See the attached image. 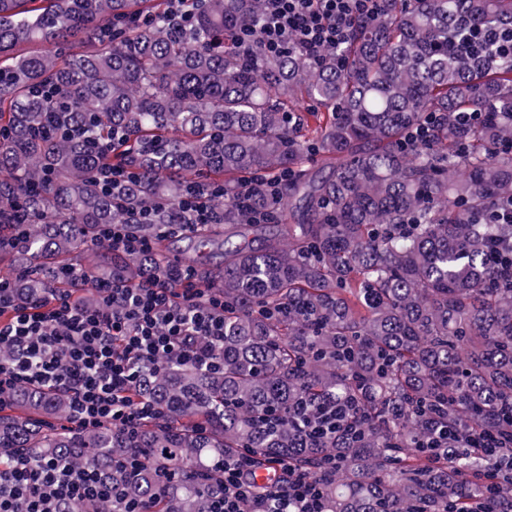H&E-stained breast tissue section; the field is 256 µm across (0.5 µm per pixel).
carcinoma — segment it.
I'll return each mask as SVG.
<instances>
[{
	"instance_id": "carcinoma-1",
	"label": "carcinoma",
	"mask_w": 512,
	"mask_h": 512,
	"mask_svg": "<svg viewBox=\"0 0 512 512\" xmlns=\"http://www.w3.org/2000/svg\"><path fill=\"white\" fill-rule=\"evenodd\" d=\"M163 0H0V251L18 295L44 300L95 272L80 256L129 212L169 208L197 183L223 190L217 222L187 248L219 254L224 367L174 362L133 390L156 417L129 431L59 429L61 393L20 389L0 414V454L68 459L153 512H211L224 456L288 458L322 483L328 512H466L495 460L476 448L435 457L441 425L480 432L512 407V284L488 263L512 251V0H384L349 43L307 59L224 48L261 0H202L172 32ZM325 108L317 134L290 121L298 96ZM460 112L475 120L462 125ZM431 116L430 141L403 144ZM131 172L119 202L104 156ZM293 173L280 194L242 203L244 174ZM130 231L170 247L162 224ZM235 233L236 245L220 236ZM111 252L102 276L129 283L150 257ZM350 398L320 441L313 414ZM136 455L139 475L112 465ZM493 510L512 512V485Z\"/></svg>"
}]
</instances>
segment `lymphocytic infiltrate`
Masks as SVG:
<instances>
[{
	"instance_id": "1",
	"label": "lymphocytic infiltrate",
	"mask_w": 512,
	"mask_h": 512,
	"mask_svg": "<svg viewBox=\"0 0 512 512\" xmlns=\"http://www.w3.org/2000/svg\"><path fill=\"white\" fill-rule=\"evenodd\" d=\"M380 0H262L260 22L234 29L240 51L260 48L269 56L293 48L316 58L348 43L355 22L371 19ZM215 218L214 197L189 190L168 226L176 234ZM93 290L98 304L84 300ZM224 346V297L207 291L195 267L166 261L138 282L116 279L54 292L38 304L19 300L0 275V410L12 408L20 387L64 392L69 426L131 429L154 411L130 391L140 372L162 363L190 360L210 367ZM467 445L500 457L494 475L512 480V430L501 427L469 435ZM276 480L258 486L254 459L225 458L217 472L224 495L215 512H321L318 483L287 459L274 461ZM116 489L102 486L88 468L63 462L30 463L17 458L0 467V512H55L60 501H114Z\"/></svg>"
}]
</instances>
